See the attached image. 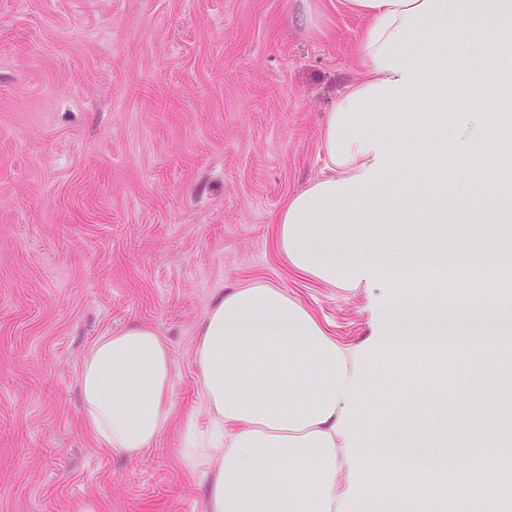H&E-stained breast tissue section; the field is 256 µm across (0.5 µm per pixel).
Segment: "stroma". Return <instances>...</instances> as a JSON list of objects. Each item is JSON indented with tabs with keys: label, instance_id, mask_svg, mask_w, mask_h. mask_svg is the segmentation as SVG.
Instances as JSON below:
<instances>
[{
	"label": "stroma",
	"instance_id": "35a3bbf8",
	"mask_svg": "<svg viewBox=\"0 0 512 512\" xmlns=\"http://www.w3.org/2000/svg\"><path fill=\"white\" fill-rule=\"evenodd\" d=\"M364 19L336 0H0V512H206V482L184 472L188 429L209 422L193 361L197 327L222 293L263 281L288 289L357 353L364 405L361 474L390 479L364 436L389 435L402 405L421 443L463 448L503 431L499 387L512 354L488 352L477 382L448 402L415 392L428 343L382 340L379 312L448 307L466 284L438 271L416 288L407 272H376L345 290L280 256L271 222L288 194L323 177L328 109L364 69ZM484 56L449 68L448 101L417 124L447 119ZM385 182L413 185L419 211L448 203L444 224H393L373 235L467 250L512 239V182L456 163L395 162ZM489 196L492 233L478 237L471 197ZM130 325L169 343L176 419L154 447L129 456L82 425L78 372L90 346Z\"/></svg>",
	"mask_w": 512,
	"mask_h": 512
}]
</instances>
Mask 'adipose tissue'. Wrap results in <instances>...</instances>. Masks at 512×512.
<instances>
[{"mask_svg":"<svg viewBox=\"0 0 512 512\" xmlns=\"http://www.w3.org/2000/svg\"><path fill=\"white\" fill-rule=\"evenodd\" d=\"M366 25L359 51L364 79L336 97L321 134L329 175L288 196L274 214L280 255L292 268L323 282L358 287L375 270L416 266L423 254L393 242L346 236L363 217L384 224L382 201L395 188L381 178L396 160L391 119L401 106L445 100L448 86L432 81L447 71V51L423 65L413 43L421 30L446 39L450 27L474 19L469 47L485 48L474 85L495 82L512 96V0H337ZM443 311L385 312L382 337L398 341L434 326ZM210 428L181 451L188 472L211 466L206 512H334L339 453L349 452L354 412L363 402L360 375L347 352L310 309L281 288L256 281L223 294L195 339ZM78 386L84 424L100 443L134 454L151 447L173 415V360L154 329L131 326L96 340L83 360Z\"/></svg>","mask_w":512,"mask_h":512,"instance_id":"ef3b65f1","label":"adipose tissue"}]
</instances>
